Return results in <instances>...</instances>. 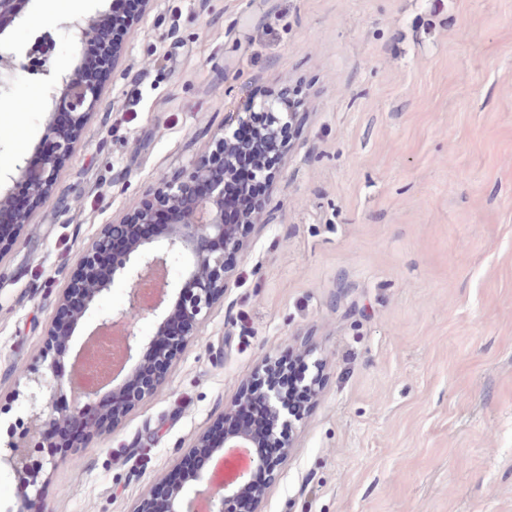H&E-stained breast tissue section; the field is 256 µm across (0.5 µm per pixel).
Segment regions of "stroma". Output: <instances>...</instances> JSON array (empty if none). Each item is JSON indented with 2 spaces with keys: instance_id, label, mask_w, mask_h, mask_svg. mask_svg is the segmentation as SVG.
<instances>
[{
  "instance_id": "stroma-1",
  "label": "stroma",
  "mask_w": 512,
  "mask_h": 512,
  "mask_svg": "<svg viewBox=\"0 0 512 512\" xmlns=\"http://www.w3.org/2000/svg\"><path fill=\"white\" fill-rule=\"evenodd\" d=\"M94 0H31L7 47L0 171L49 101L31 45ZM300 119L198 342L31 512H131L263 358L310 341L320 392L265 512H512V0H154L20 242L0 254V435L103 225L260 100Z\"/></svg>"
}]
</instances>
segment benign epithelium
<instances>
[{"label":"benign epithelium","mask_w":512,"mask_h":512,"mask_svg":"<svg viewBox=\"0 0 512 512\" xmlns=\"http://www.w3.org/2000/svg\"><path fill=\"white\" fill-rule=\"evenodd\" d=\"M116 2L111 0L105 9L70 17L59 25L64 35L76 39L78 62L47 83L51 110L34 148L38 165L25 158L10 172L0 174V254L19 243L37 203L55 186L60 166L74 150L100 102L102 85L117 66L121 48L106 37V29L118 27L123 39H128L152 0H139V9L133 14L117 12ZM28 4L30 0H0L1 99L11 94L12 81L23 68L16 56L1 46L9 28L25 17ZM280 104L279 97L254 101L237 114L236 124L251 121L255 110H262L269 118L262 136L273 146L281 127L298 119L296 112L279 111ZM236 149L229 124L197 160L175 177L161 180L156 190L139 200L131 215L104 225L83 248L71 286L57 299L48 328L50 341L39 357L40 368L27 376V391L17 393L29 414L0 445V475H8L15 485L14 502L4 512H29L30 505L41 498L43 477L56 465L55 458L40 455V449L54 446L52 433L62 435L80 428L81 434L64 444L77 449L103 430L117 428L130 410L165 384L181 353L202 335L212 309L224 300L227 280L245 246L248 225L238 230L224 223L223 180L214 175L213 165L218 160L224 169L233 168ZM204 182L211 184V190L202 195L196 188ZM160 203L175 213V220L160 226L153 235H142L140 225L150 223L151 212ZM157 273L163 277L160 294L147 305L142 286ZM117 283L126 287V303L114 311L104 306L103 300ZM91 318L94 327L88 337L113 330L121 333L122 362L103 383L79 387L62 362ZM271 365L267 360L258 364L254 375L225 406L223 416L200 433L182 455L185 462L207 453L217 462L232 450H242L249 457V468L227 481L215 480L212 469L198 471L164 493L161 486H154L132 512H198L201 500L206 512H234L232 506L240 501L247 504L245 512H263L278 466L296 448L292 428L306 417V411L285 391L256 385ZM65 390L73 404L60 412L56 401ZM252 396L265 401L268 423L264 429H217ZM276 444L283 451L271 462L261 449ZM256 469L268 473L267 482L261 486L252 479Z\"/></svg>","instance_id":"benign-epithelium-1"}]
</instances>
